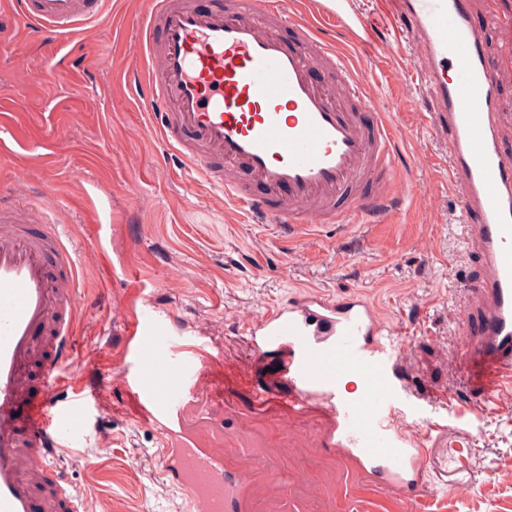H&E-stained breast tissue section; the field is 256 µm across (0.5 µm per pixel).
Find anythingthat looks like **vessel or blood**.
<instances>
[{"label": "vessel or blood", "instance_id": "vessel-or-blood-1", "mask_svg": "<svg viewBox=\"0 0 512 512\" xmlns=\"http://www.w3.org/2000/svg\"><path fill=\"white\" fill-rule=\"evenodd\" d=\"M410 29L395 39L421 48V77L448 131L447 180L459 220L482 261L471 292L478 321L461 352L470 385L512 390V123L498 93L504 65H489L472 22L474 0H391ZM142 22L145 73L137 93L154 128L226 202L303 247L320 224L368 223L398 180L394 114L375 110L364 81L315 24L289 21L283 0H226L207 12L192 0H150ZM102 0H18L22 30L62 51L66 35L99 17ZM322 20L360 35L369 18L352 0H320ZM292 27V40L280 31ZM336 72L316 83V65ZM265 190L257 196L250 184ZM23 203L0 204V512H87L53 461L75 444L85 410L105 390L65 367L82 314L80 277L99 265L100 241L76 224H20ZM119 387L139 419L159 429L161 470L191 512H249L250 479L228 469L224 400L208 370L220 351L186 335L173 314L122 308ZM242 321L257 361L275 357L290 411L319 409L325 438L381 486L405 494L423 482L426 450L396 420L419 399L383 342V318L356 294L303 295Z\"/></svg>", "mask_w": 512, "mask_h": 512}]
</instances>
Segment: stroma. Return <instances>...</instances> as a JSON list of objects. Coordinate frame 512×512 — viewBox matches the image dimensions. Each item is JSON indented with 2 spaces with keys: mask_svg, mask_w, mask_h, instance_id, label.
I'll return each instance as SVG.
<instances>
[{
  "mask_svg": "<svg viewBox=\"0 0 512 512\" xmlns=\"http://www.w3.org/2000/svg\"><path fill=\"white\" fill-rule=\"evenodd\" d=\"M352 2L371 13L380 49L357 50L338 27L319 34L405 130L395 165L408 183L387 201L389 222L327 226L295 254L274 227L226 206L217 189L167 153L136 94L145 0H105L100 18L66 37L64 69L48 80L40 74L50 63L47 50L16 30L13 0H0V103L14 121L11 149L0 154V188L30 194L52 187V202L30 211L35 223L77 224L90 237L107 228L103 246L118 274L108 279L89 268L81 277L71 375L85 376L87 358L97 354V380L116 378L124 331L118 306L132 297L213 337L222 349L210 377L224 396V445L237 447L248 434L260 449L235 455L236 465L280 478L273 493L258 484L261 512H512V405L485 403L456 352L481 261L467 250L457 196L444 184L451 139L426 124L433 98L426 85L409 82L400 60L419 48L393 50L390 20L374 0ZM506 16L512 0H477L472 21L493 61L506 47ZM305 292L362 295L392 331L389 352L407 354L420 391L433 398L444 388L458 392L452 406L411 408L403 419L426 433L424 481L415 492L379 486L340 459L316 411L289 414L287 386L257 405L255 390L270 375L255 362L240 320ZM95 422L78 450L55 452L89 512H190L161 473L155 427L138 420L120 388ZM102 434L113 442L104 455Z\"/></svg>",
  "mask_w": 512,
  "mask_h": 512,
  "instance_id": "35a3bbf8",
  "label": "stroma"
}]
</instances>
